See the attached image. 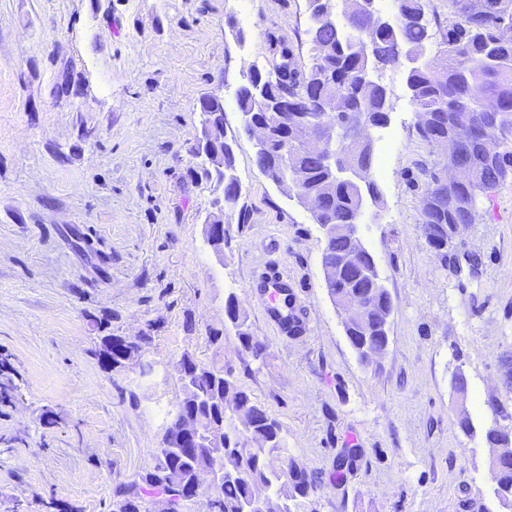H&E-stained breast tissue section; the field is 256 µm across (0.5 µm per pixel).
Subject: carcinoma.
I'll return each mask as SVG.
<instances>
[{
	"mask_svg": "<svg viewBox=\"0 0 512 512\" xmlns=\"http://www.w3.org/2000/svg\"><path fill=\"white\" fill-rule=\"evenodd\" d=\"M306 2L312 59L308 69H299L293 49L280 41L278 59L268 68L252 65L236 90L242 115L262 126L268 137L264 152L254 156L255 165L274 184L295 183L298 198L320 200L321 210L311 213L313 221L334 224L337 232L325 244L321 261L341 262L339 253L345 251L351 226L360 223L366 200L378 196L374 181L365 179L376 162L374 140L360 130L389 125L394 102L386 73L401 67L403 57L417 59L428 52L431 58L407 69L403 82L417 116L418 136L443 145L448 161L463 163L470 171L467 181L455 183L431 173L421 202L422 223L437 228L428 245L436 251L451 248L454 225L474 223L480 198L512 179V0H486L483 16L471 13L472 0H448V31L440 42L429 29L431 0H394L387 18L380 16L378 0H343L339 10L332 0ZM322 112L324 150L308 153L297 147L298 133ZM221 135L224 156L209 163L227 180L224 208L232 210L241 196L235 151L230 149L235 139L224 129ZM364 270L365 275L336 268L330 296L361 290L386 307L388 293L368 257ZM382 324V318L372 316L346 330L358 355H364L365 343L383 341ZM106 338L112 339V349L99 355L111 369L123 363L124 341L109 334ZM182 364L200 368L199 416L209 425L224 423V447H165L168 437L184 426V413L173 411L156 448L158 463L119 492L112 512H151L153 499L166 494L190 501L186 489L218 453L240 477L224 480L216 499L205 503L206 512H255L259 489L275 503L273 512H304L314 481L298 463L292 486L283 490V466L292 457L278 421L250 392L224 377V371L201 366L188 355ZM226 402L253 413L247 438H240L237 425L226 420ZM495 484L501 503L512 505L511 460L497 469Z\"/></svg>",
	"mask_w": 512,
	"mask_h": 512,
	"instance_id": "carcinoma-1",
	"label": "carcinoma"
}]
</instances>
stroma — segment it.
I'll return each mask as SVG.
<instances>
[{"label":"stroma","mask_w":512,"mask_h":512,"mask_svg":"<svg viewBox=\"0 0 512 512\" xmlns=\"http://www.w3.org/2000/svg\"><path fill=\"white\" fill-rule=\"evenodd\" d=\"M307 23L305 0H0V512H110L157 463L186 355L281 424L315 512H499L485 431L512 427V180L451 249L430 248L421 200L444 151L390 75L396 150L370 175L360 233L393 314L383 358L360 361L319 225L239 133L241 72L279 40L308 68ZM206 95L238 134L243 188L220 256L205 222L224 183L194 154ZM274 271L298 333L267 313ZM231 294L262 358L225 324ZM107 332L146 337L141 363L105 368ZM348 448L356 464L337 471Z\"/></svg>","instance_id":"35a3bbf8"}]
</instances>
